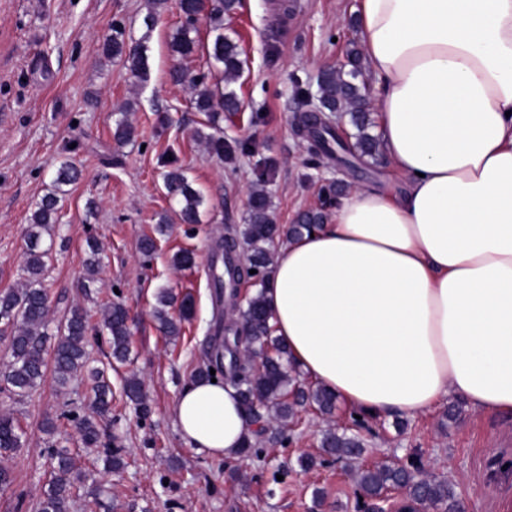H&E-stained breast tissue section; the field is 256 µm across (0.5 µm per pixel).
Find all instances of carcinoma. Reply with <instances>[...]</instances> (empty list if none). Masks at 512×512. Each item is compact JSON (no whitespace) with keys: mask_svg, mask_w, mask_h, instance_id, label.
Instances as JSON below:
<instances>
[{"mask_svg":"<svg viewBox=\"0 0 512 512\" xmlns=\"http://www.w3.org/2000/svg\"><path fill=\"white\" fill-rule=\"evenodd\" d=\"M238 0H210L206 17L209 21L211 48L208 58L216 67L215 76L224 82V91L216 93L208 74L191 75L181 66L173 67L169 76L177 84L187 83L193 92L194 108L199 112H235L239 100L232 84L241 75L244 61L237 42L224 34V17L235 13ZM193 12L188 11L185 21L177 29L169 43L171 54L184 59L196 52V41L190 33L196 30ZM147 36L138 40L125 37V30L116 25L112 34L100 45L99 51L106 59L124 60L130 74L140 80L147 79L149 64ZM368 85L363 78L360 55L353 50L348 55L346 67L324 71L318 79L319 108L328 118L337 112H347L355 132L353 142L346 144L335 136L330 124L312 119L304 128L303 137L308 142V151L313 156L331 157L340 152L356 161L373 157L378 152L377 138L369 133L371 125L367 118ZM197 130L195 136L205 144L209 154L222 159L243 150L241 142L230 143L216 132ZM270 169L259 171L260 180L250 194L248 222L224 236L217 245L223 256L231 253L243 256L244 275L254 282L255 293L245 297L239 319L240 341L243 355L228 366L227 374L239 388L243 405L248 413L260 420V410L271 414L279 421L295 419L298 413L310 407L322 415L331 416L336 410V395L320 385H305L288 371V352L279 339L273 336L270 314L265 307L262 288L265 286L269 267L275 252L273 246L283 235V229L274 222L270 214L269 196L265 190V178ZM79 172L69 161L58 168L56 189L36 201L27 229L23 287L13 289L0 297V323L12 327L10 336V360L0 368V382L7 391L23 397L34 390L52 372L54 381L64 387L85 368L87 363V335L91 331L86 316L71 311L64 322L56 328V341L52 349V369H47L49 298L43 287V276L49 250L41 248L45 236L52 235L58 222L62 206L61 186L75 182ZM167 192L177 200L179 217L184 224L200 222L203 197L192 187L179 168L168 170L163 175ZM328 214L325 208L309 210L297 215L295 223L288 229V236L301 237L311 232L316 225L325 223ZM155 319L166 334L176 337L181 333V323L190 318L193 299L189 294L176 298L163 290L157 297ZM179 305L178 317H173L169 308ZM102 324L110 336V356L117 362L126 360L129 353V326L126 309L119 303L104 307ZM92 396L89 402L91 413L76 417L77 428L83 447H99L98 420L112 411V388L104 372L92 373ZM123 391L127 399L148 411L142 382L135 376L125 380ZM21 446V432L13 418L0 415V457L7 458ZM321 452L338 461H356L364 453L363 439L357 433L328 429L321 442ZM352 478L362 497L369 500L386 501L393 491L404 495L401 509H414L424 503L438 512H466L464 501L445 481L426 475L414 464L402 466L395 463L359 465L352 471ZM78 480L75 455L70 449L61 447L51 454V471L47 488L37 504V512H71L74 484Z\"/></svg>","mask_w":512,"mask_h":512,"instance_id":"1","label":"carcinoma"}]
</instances>
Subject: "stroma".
Instances as JSON below:
<instances>
[{"mask_svg": "<svg viewBox=\"0 0 512 512\" xmlns=\"http://www.w3.org/2000/svg\"><path fill=\"white\" fill-rule=\"evenodd\" d=\"M148 0H0V294L23 277L25 233L34 202L51 190L61 162L82 171L67 186L44 280L51 300L50 321L73 308L87 312L89 364L107 368L114 398L112 414L99 424L100 447H83L73 421L60 415L74 401L85 415L87 379L59 388L45 379L18 399L0 390V413L21 426L22 446L0 460L12 481L0 487V512H35L48 480L51 449L76 453L81 480L72 512L98 489L112 492V512H360L359 492L346 461L326 459L305 470L301 457L320 455L330 428H348L346 407L333 417L302 411L294 421L264 420L253 441L258 456L238 460L211 457L186 445L171 407L193 381L214 334L217 309L213 278L216 241L245 224L256 174L271 164L267 190L272 216L289 226L302 211L323 203L335 182L370 186L391 178L385 157L344 174L314 165L307 143L295 132L303 113L297 87L316 89L321 72L345 62L358 47L359 0H241L224 24L238 42L246 65L234 88L241 106L217 118L227 140H246L233 159L209 156L195 137L208 115L191 104V89L170 81L175 59L169 42L181 26L176 0H168L152 31L142 19ZM121 23L134 37H146L149 78H132L121 60L99 55L102 41ZM128 114H121L124 104ZM128 118L131 142L113 138L115 123ZM181 168L204 204L200 223L184 224L165 189V171ZM165 234H158L159 222ZM154 237L144 257L140 241ZM101 249L102 267L84 286L88 241ZM182 249L195 264L177 267ZM191 294L194 314L177 338L165 335L153 315L161 290ZM128 310L129 356L108 369V335L103 307ZM137 375L148 396L141 412L123 393ZM443 407L408 418L366 416L363 464L421 461L434 478L447 481L467 512H505L512 504V418L464 411L460 421L443 420ZM56 423L54 433L43 430ZM120 449L124 465L108 471L104 448ZM321 505H314V494Z\"/></svg>", "mask_w": 512, "mask_h": 512, "instance_id": "1", "label": "stroma"}]
</instances>
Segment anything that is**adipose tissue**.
Returning <instances> with one entry per match:
<instances>
[{"mask_svg": "<svg viewBox=\"0 0 512 512\" xmlns=\"http://www.w3.org/2000/svg\"><path fill=\"white\" fill-rule=\"evenodd\" d=\"M382 152L278 249L263 289L288 362L348 408L415 417L448 397L512 416V0H359ZM184 442L236 459L255 424L230 380L172 406Z\"/></svg>", "mask_w": 512, "mask_h": 512, "instance_id": "1", "label": "adipose tissue"}]
</instances>
